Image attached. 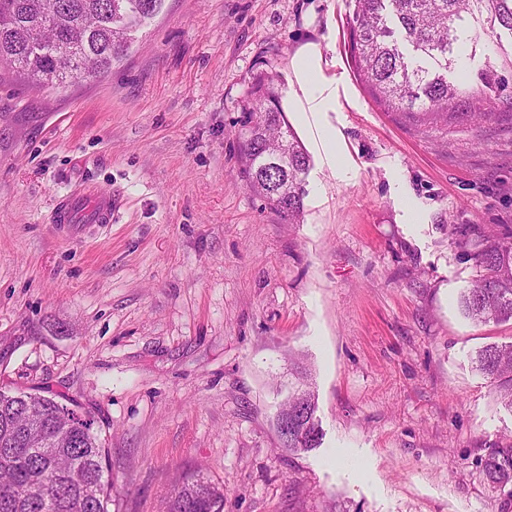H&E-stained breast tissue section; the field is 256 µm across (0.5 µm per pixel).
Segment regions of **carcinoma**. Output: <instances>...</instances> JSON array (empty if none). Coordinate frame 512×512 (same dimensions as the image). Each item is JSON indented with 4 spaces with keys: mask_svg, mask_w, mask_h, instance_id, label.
I'll return each mask as SVG.
<instances>
[{
    "mask_svg": "<svg viewBox=\"0 0 512 512\" xmlns=\"http://www.w3.org/2000/svg\"><path fill=\"white\" fill-rule=\"evenodd\" d=\"M351 57L380 105L430 124L448 123L461 108L477 120L504 85L488 65L479 86L466 92L448 80L454 45L465 34L512 33V0H354ZM164 0H0V63L39 84L70 85L105 78L124 56L133 34ZM249 117L239 133L243 174L250 188L279 215L300 221L310 160L285 119L278 75L260 72L250 90ZM455 241L470 248L479 279L461 299L478 324L512 320V227L487 235L475 224L455 226ZM478 368L512 408V342L491 344ZM95 418L64 414L56 394L0 390V512H109L112 473ZM318 422L304 424L288 449L320 445ZM489 479L512 482V446L484 462ZM166 512H224V490L198 471L172 482Z\"/></svg>",
    "mask_w": 512,
    "mask_h": 512,
    "instance_id": "obj_1",
    "label": "carcinoma"
}]
</instances>
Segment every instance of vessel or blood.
<instances>
[{"mask_svg": "<svg viewBox=\"0 0 512 512\" xmlns=\"http://www.w3.org/2000/svg\"><path fill=\"white\" fill-rule=\"evenodd\" d=\"M120 209L118 198L95 186H84L65 199L55 214L56 223L64 233H77L83 225H108Z\"/></svg>", "mask_w": 512, "mask_h": 512, "instance_id": "obj_1", "label": "vessel or blood"}]
</instances>
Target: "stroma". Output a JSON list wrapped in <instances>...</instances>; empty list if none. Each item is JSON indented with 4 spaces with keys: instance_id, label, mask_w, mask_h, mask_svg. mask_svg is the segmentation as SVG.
Returning <instances> with one entry per match:
<instances>
[{
    "instance_id": "obj_1",
    "label": "stroma",
    "mask_w": 512,
    "mask_h": 512,
    "mask_svg": "<svg viewBox=\"0 0 512 512\" xmlns=\"http://www.w3.org/2000/svg\"><path fill=\"white\" fill-rule=\"evenodd\" d=\"M353 10L165 0L105 79L0 75V389L95 416L110 512H159L200 467L224 512H512L482 467L512 408L476 364L512 321L464 314L478 270L450 235L512 225V121L381 109ZM308 44L334 108L286 113L310 157L291 224L249 189L237 134L256 73L299 96ZM88 183L123 195L117 219L57 236L53 209ZM301 378L322 439L295 453L276 418Z\"/></svg>"
}]
</instances>
